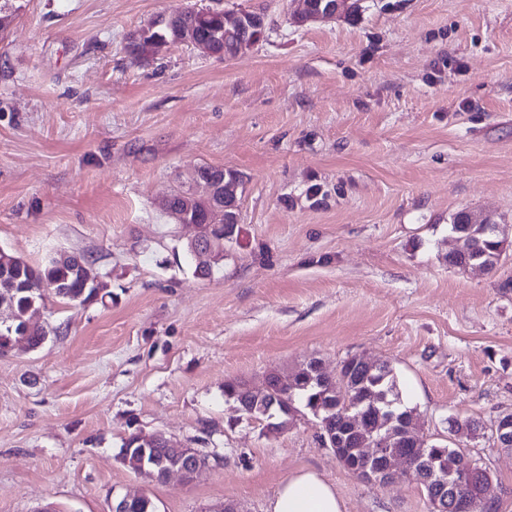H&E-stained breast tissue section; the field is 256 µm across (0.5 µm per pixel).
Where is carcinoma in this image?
<instances>
[{
    "label": "carcinoma",
    "instance_id": "carcinoma-1",
    "mask_svg": "<svg viewBox=\"0 0 512 512\" xmlns=\"http://www.w3.org/2000/svg\"><path fill=\"white\" fill-rule=\"evenodd\" d=\"M224 27V17L218 15L205 20L196 10H187L180 14L178 21L171 27L154 29L148 35L127 44V47L144 53L149 41L164 37L172 43H181L186 35L199 37L212 36V31ZM171 206L179 209H192L201 223L202 237L206 243L207 253L201 255L187 243L185 251L190 258L193 274L206 278L224 263V241L227 236H234V224L207 223V205L200 197H194L178 189L171 199ZM493 251L496 243L483 234V227L474 224L469 239L463 246H476ZM100 275L94 263L83 255L72 253L65 255L57 252L44 264L33 266L17 253L0 248V300L6 298L11 304L12 319L0 321V354L9 351L7 340L13 336H24L33 348L41 346L48 336L46 327L30 325L28 312L37 304L44 302L46 294L73 303L85 304L92 301L93 290L85 288L88 273ZM271 388L250 391L245 389L241 380L224 383V396L236 402L240 410L250 418L265 422L266 430L277 434L286 429L289 418L284 415L279 405L288 402H300L316 418L321 437H326L344 426L348 417L362 416L361 422L368 436L382 438L385 436V421L379 414L386 410L384 399H392V394L399 392L397 375L388 362L375 370L360 367L356 357L344 360L336 371L330 375L322 372L315 361L299 368L291 375L272 371L267 375ZM402 454L407 463V478H415L421 473L428 475H446L452 480L455 493L465 497L472 493L492 496L493 482L491 475L484 468L474 474L463 477L457 474L461 447L450 448L429 444L407 430H400L398 438L388 444Z\"/></svg>",
    "mask_w": 512,
    "mask_h": 512
}]
</instances>
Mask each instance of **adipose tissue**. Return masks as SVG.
Wrapping results in <instances>:
<instances>
[{
  "instance_id": "adipose-tissue-1",
  "label": "adipose tissue",
  "mask_w": 512,
  "mask_h": 512,
  "mask_svg": "<svg viewBox=\"0 0 512 512\" xmlns=\"http://www.w3.org/2000/svg\"><path fill=\"white\" fill-rule=\"evenodd\" d=\"M270 512H343L335 488L318 472L303 471L288 478L273 497Z\"/></svg>"
}]
</instances>
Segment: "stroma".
<instances>
[{"mask_svg": "<svg viewBox=\"0 0 512 512\" xmlns=\"http://www.w3.org/2000/svg\"><path fill=\"white\" fill-rule=\"evenodd\" d=\"M306 26L289 0H15L0 41V247L30 264L91 256L112 299L51 297L54 333L0 355V512H267L304 470L346 512H428L410 480L365 481L310 413L266 434L224 397L273 369L390 363L416 428L466 450L512 512V0H358ZM248 10L265 33L232 58L185 44L125 52L150 17ZM237 171L224 265L196 277L190 228L159 208L195 167ZM491 215L507 251L448 264V224ZM134 430L208 454L193 482H148L118 454Z\"/></svg>", "mask_w": 512, "mask_h": 512, "instance_id": "1", "label": "stroma"}]
</instances>
